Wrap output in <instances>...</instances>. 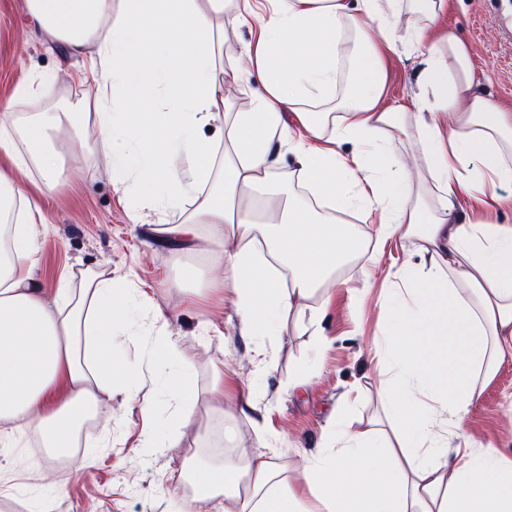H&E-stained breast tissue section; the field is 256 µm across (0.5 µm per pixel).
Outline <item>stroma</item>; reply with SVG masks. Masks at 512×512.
Instances as JSON below:
<instances>
[{
    "label": "stroma",
    "mask_w": 512,
    "mask_h": 512,
    "mask_svg": "<svg viewBox=\"0 0 512 512\" xmlns=\"http://www.w3.org/2000/svg\"><path fill=\"white\" fill-rule=\"evenodd\" d=\"M447 24L471 46L479 90L512 107V0H456ZM68 68L63 47L47 51L25 0H0V102L10 100L15 85L35 71L57 73L55 110L92 96L88 85L68 77ZM385 71L388 100L410 101L417 90L414 62L393 55ZM57 141L65 169L44 202L47 223L39 234L38 276L53 289L64 276L78 282L87 269L117 283L136 274L139 287L166 312L194 367L199 401L191 423L179 425L175 402L160 395L145 340L116 338L117 353L137 368V391L114 389L81 447L71 450L70 461L79 471L57 496L54 512H217L213 504L184 493L183 479L195 467L226 453H256L259 434L267 452L294 463L326 446L337 415L363 424L379 412L373 355L383 320L376 291L367 292L360 308L353 292L399 267L405 257L399 245L390 241L382 250L367 249L337 272L334 304L319 327L326 337L320 351L311 348L314 329L307 319L292 317L268 341L271 362L260 370L253 362V340L240 335L234 312L219 292L196 301L182 292L210 278V258L176 253L154 240L148 226L157 222L155 213H146L143 223H129L103 164L70 146L66 136ZM305 368L310 371L305 383L289 389V380ZM218 369L236 371L253 386L252 409L228 401L223 411L215 410L209 387ZM106 423L112 427L107 441L101 437ZM465 429L512 454L511 355L501 360L472 404ZM149 435L162 439L163 447H149Z\"/></svg>",
    "instance_id": "1"
}]
</instances>
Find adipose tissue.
<instances>
[{"mask_svg": "<svg viewBox=\"0 0 512 512\" xmlns=\"http://www.w3.org/2000/svg\"><path fill=\"white\" fill-rule=\"evenodd\" d=\"M74 77L95 88L75 111L21 118L15 102L52 95L36 72L0 106V446L24 436L59 452L138 373L113 339L151 315L158 384L189 424L195 375L164 310L136 283L86 273L48 295L37 277L38 196L53 191L67 132L107 162L130 223L160 213L154 237L195 253L206 241L257 356L303 301L318 325L337 270L366 247L335 216L361 208L377 243L418 239L423 262L380 282L376 370L381 427L337 418L290 478L280 455H241L194 472L198 500L224 512H512V457L465 437L472 403L512 355V109L476 88L470 46L444 24L453 0H26ZM416 16L399 25L402 14ZM248 27L242 51L227 31ZM420 51L413 105L385 99V58ZM244 102L224 99L225 79ZM260 92H253L252 84ZM294 159L274 183L278 150ZM37 170L29 184L23 173Z\"/></svg>", "mask_w": 512, "mask_h": 512, "instance_id": "1", "label": "adipose tissue"}]
</instances>
